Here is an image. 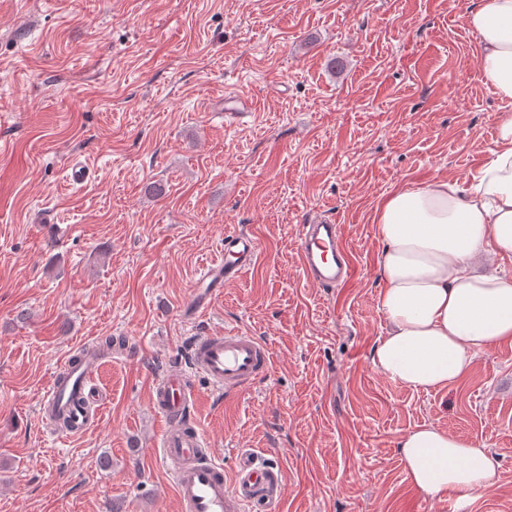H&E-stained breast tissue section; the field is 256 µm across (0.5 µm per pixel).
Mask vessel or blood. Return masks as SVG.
Wrapping results in <instances>:
<instances>
[{
	"mask_svg": "<svg viewBox=\"0 0 512 512\" xmlns=\"http://www.w3.org/2000/svg\"><path fill=\"white\" fill-rule=\"evenodd\" d=\"M259 252L256 237L241 230L225 232L219 259L207 263L191 294L189 308L198 313L209 305L214 289L224 287L254 266ZM300 264L307 282L333 288L352 275L351 253L335 221L318 219L300 232ZM93 357L80 365L64 362L42 400L43 410L57 409L72 421L73 433L87 427L94 408L89 380ZM272 370L268 344L260 337L233 329L197 337L190 370H168L154 384V406L164 421L160 450L178 495L182 512H281L284 478L279 466L258 464L242 455L234 475L207 452L203 435L185 419L190 372L204 374L220 391L233 392L267 377Z\"/></svg>",
	"mask_w": 512,
	"mask_h": 512,
	"instance_id": "obj_1",
	"label": "vessel or blood"
}]
</instances>
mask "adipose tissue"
<instances>
[{
	"label": "adipose tissue",
	"instance_id": "obj_1",
	"mask_svg": "<svg viewBox=\"0 0 512 512\" xmlns=\"http://www.w3.org/2000/svg\"><path fill=\"white\" fill-rule=\"evenodd\" d=\"M465 21L480 43L482 77L503 104L490 159L467 183L445 177L403 187L375 209L379 308L389 329L372 362L416 391L444 390L478 354L512 344V279L480 269L512 257V0H478ZM404 471L424 493L466 499L491 485L488 449L434 425L398 444Z\"/></svg>",
	"mask_w": 512,
	"mask_h": 512
}]
</instances>
